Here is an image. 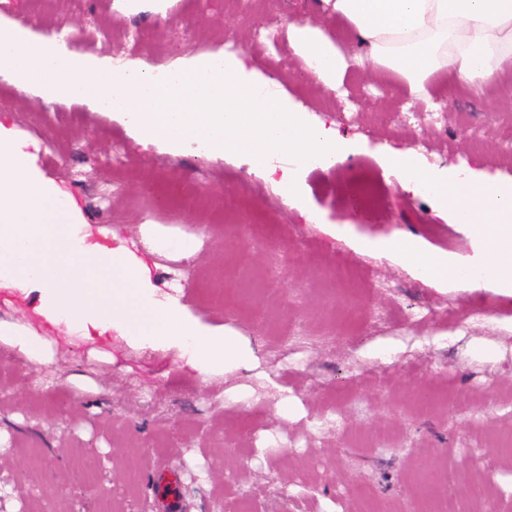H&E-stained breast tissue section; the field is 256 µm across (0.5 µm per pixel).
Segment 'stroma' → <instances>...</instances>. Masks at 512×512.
<instances>
[{"label":"stroma","instance_id":"obj_1","mask_svg":"<svg viewBox=\"0 0 512 512\" xmlns=\"http://www.w3.org/2000/svg\"><path fill=\"white\" fill-rule=\"evenodd\" d=\"M317 0H228L201 35L188 0L165 15L124 13L119 0H85L46 13L38 33L108 26L91 55L177 66L184 56L238 52L248 69L277 76L314 122L360 136L363 153L301 170L309 206L288 204L246 156L172 155L137 142L124 120L88 105L46 102L0 77V104L39 147L48 178L72 190L92 239H139L145 224L201 234L188 259L151 255L160 294L202 322L236 333L257 358L201 380L173 349H139L116 335L85 339L47 324L35 293L0 290V320L34 327L53 348L41 365L0 344V434L15 469L0 486V512H138L155 503L154 468L178 478L182 512H252L248 494L262 475L270 512L286 499L310 512H480L466 480L495 490L496 512H512V455L491 434L512 432V295L493 281L430 283L392 254H361L325 231L405 235L463 266L481 264L478 238L433 198L404 189L378 162L381 150L417 148L423 164L456 166L481 180L512 181V72L486 97L444 94L431 134L398 113L414 107L395 74L351 63L342 87L326 90L288 45V24L317 13ZM279 21L275 39L243 41L248 29ZM138 27L134 53L112 41ZM360 106L350 107V98ZM384 188L368 206L341 185ZM424 223L410 222L411 214ZM394 347L382 353L384 343ZM369 499L353 492L356 478Z\"/></svg>","mask_w":512,"mask_h":512}]
</instances>
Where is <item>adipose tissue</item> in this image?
I'll return each instance as SVG.
<instances>
[{
  "instance_id": "1",
  "label": "adipose tissue",
  "mask_w": 512,
  "mask_h": 512,
  "mask_svg": "<svg viewBox=\"0 0 512 512\" xmlns=\"http://www.w3.org/2000/svg\"><path fill=\"white\" fill-rule=\"evenodd\" d=\"M320 7L347 26L369 65L399 76L415 98L426 95L437 73L480 92L512 65V0H320ZM288 41L317 81L335 90L348 61L321 27L291 23ZM34 147L0 121V288L39 292V314L83 336L114 332L138 348L176 349L185 367L205 381L230 365L253 369V351L233 332L202 323L175 297H158L150 267L127 245L107 249L89 242L81 208L45 176ZM381 164L404 187L430 189L456 223L469 225L484 246L485 274L512 294V182L425 167L411 148L383 155ZM141 230L155 253L181 258L200 247L198 236L160 224ZM352 246L397 255L433 282L461 278L448 255L409 237L356 239ZM0 343L43 363L52 360L46 340L28 326L0 321Z\"/></svg>"
}]
</instances>
